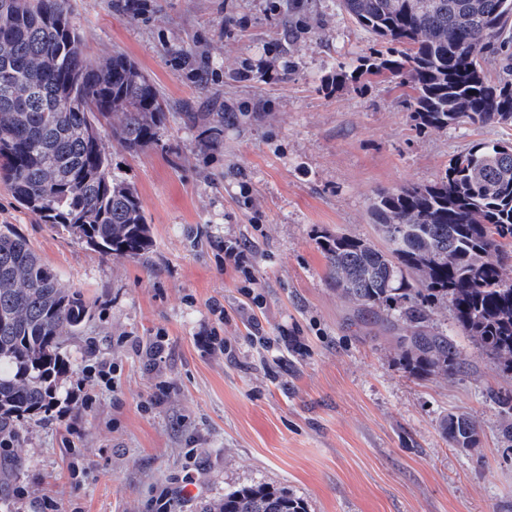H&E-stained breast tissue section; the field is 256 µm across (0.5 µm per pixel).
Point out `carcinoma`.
I'll list each match as a JSON object with an SVG mask.
<instances>
[{
	"label": "carcinoma",
	"instance_id": "1",
	"mask_svg": "<svg viewBox=\"0 0 512 512\" xmlns=\"http://www.w3.org/2000/svg\"><path fill=\"white\" fill-rule=\"evenodd\" d=\"M363 29L389 44L336 85L384 76L404 91L418 127L467 121L512 124V0H341ZM499 63V79L489 67ZM205 128L204 147L222 146V112H185ZM164 112L152 78L120 52L97 58L67 0H0V181L15 202L104 255L136 259L152 246L134 187L112 169L109 135L123 150L155 145ZM371 216L382 246L342 232L319 244L336 292L360 310L406 325L410 373L454 376L458 350L429 325L433 307L452 306L481 354L512 373V144L480 141L454 156L430 185L381 190ZM93 303L63 283L12 227H0V442L60 412L57 386L71 369L67 342ZM501 434L512 443V392L492 391ZM441 428L472 451L478 429L449 414ZM206 512H307L302 500L263 483L224 495Z\"/></svg>",
	"mask_w": 512,
	"mask_h": 512
}]
</instances>
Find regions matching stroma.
I'll list each match as a JSON object with an SVG mask.
<instances>
[{
    "label": "stroma",
    "mask_w": 512,
    "mask_h": 512,
    "mask_svg": "<svg viewBox=\"0 0 512 512\" xmlns=\"http://www.w3.org/2000/svg\"><path fill=\"white\" fill-rule=\"evenodd\" d=\"M91 57L118 51L153 79L168 112L157 145L107 142L139 193L153 247L105 256L20 207L0 183L11 225L60 278L93 301L66 346L62 413L31 423L0 469V512H205L254 483L288 488L307 512H512V455L492 390L512 376L482 356L437 303L435 330L460 353L455 376L412 377L396 330L359 315L331 285L319 231L374 235L378 191L439 180L478 141L512 125L458 123L418 132L401 89L374 79L336 88L382 44L339 0H69ZM184 112H222L223 145L203 147ZM256 254L255 299L224 249ZM165 337V359L144 348ZM113 386L83 408L90 354ZM167 394L150 399L159 382ZM463 413L475 453L439 424Z\"/></svg>",
    "instance_id": "35a3bbf8"
}]
</instances>
